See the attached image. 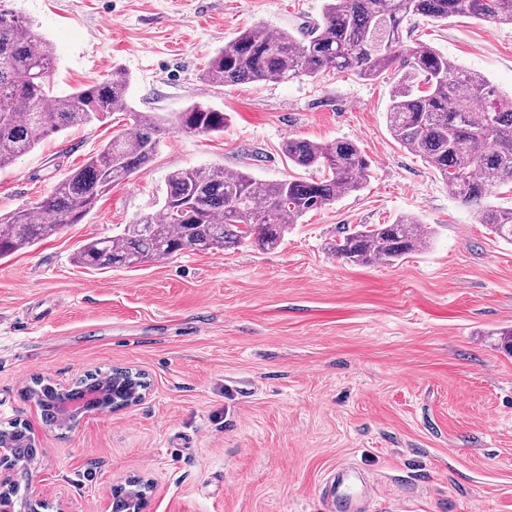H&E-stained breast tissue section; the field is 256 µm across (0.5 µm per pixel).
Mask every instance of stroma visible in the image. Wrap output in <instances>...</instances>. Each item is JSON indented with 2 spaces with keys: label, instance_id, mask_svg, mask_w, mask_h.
<instances>
[{
  "label": "stroma",
  "instance_id": "35a3bbf8",
  "mask_svg": "<svg viewBox=\"0 0 512 512\" xmlns=\"http://www.w3.org/2000/svg\"><path fill=\"white\" fill-rule=\"evenodd\" d=\"M323 0H11L54 45V94L122 69L129 111L45 138L0 170V211L31 207L133 112L202 103L218 134L164 129L151 165L113 185L77 224L0 260V428L41 450L45 512H101L147 483L145 512H322L337 467L367 476L369 512H512V243L480 224L440 174L392 137L391 81L333 73L216 87L214 52L255 24L300 31ZM423 43L512 92V26L465 16L405 23ZM291 137L357 142V192L305 215L273 250L184 252L132 269L74 261L87 239L158 210L171 171L215 166L261 183L307 170ZM415 215L436 231L400 261L353 266L330 242L353 224ZM143 373L144 398L48 431L33 378Z\"/></svg>",
  "mask_w": 512,
  "mask_h": 512
}]
</instances>
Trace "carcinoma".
Returning a JSON list of instances; mask_svg holds the SVG:
<instances>
[{"instance_id": "1", "label": "carcinoma", "mask_w": 512, "mask_h": 512, "mask_svg": "<svg viewBox=\"0 0 512 512\" xmlns=\"http://www.w3.org/2000/svg\"><path fill=\"white\" fill-rule=\"evenodd\" d=\"M468 16L512 25V0H323L321 20L300 31L249 28L219 49L204 71L218 86L315 78L331 71L373 78L393 72L387 122L393 138L440 173L448 191L478 208L480 223L512 242V207L484 203L493 188L512 184V97L505 98L484 76L461 70L430 46L403 40L405 20L422 16L444 21ZM56 57L31 20L0 0V169L28 154L47 136L90 124L105 113L129 112L128 76L121 70L65 95L50 94ZM134 128L112 138L86 163L57 182L32 207L0 212V259L79 223L112 185L148 167L159 146L163 118L133 113ZM226 117L192 104L175 114L173 125L198 133L224 130ZM284 155L294 166L317 168V180L259 183L249 173L222 167L179 169L166 181L158 211L110 237L84 243L77 264L92 269L136 268L184 251H219L251 239L261 249L278 247L288 227L311 211L361 190L370 164L353 140L321 143L289 138ZM435 229L414 216L392 224H358L330 243L333 257L367 266L395 262L427 247ZM134 393L147 383L140 373L90 372L70 387L72 395L103 386L99 407L112 408V383ZM27 389L44 425L63 426L59 388L42 380ZM16 453L36 459L40 449L27 426L1 430Z\"/></svg>"}]
</instances>
